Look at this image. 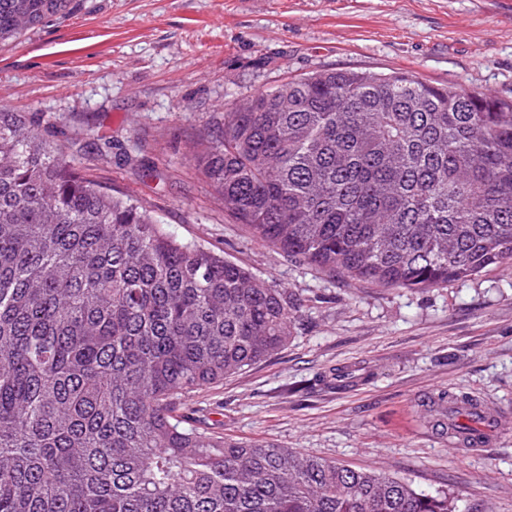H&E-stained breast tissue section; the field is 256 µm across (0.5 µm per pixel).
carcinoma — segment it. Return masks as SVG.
I'll use <instances>...</instances> for the list:
<instances>
[{
	"instance_id": "obj_1",
	"label": "carcinoma",
	"mask_w": 512,
	"mask_h": 512,
	"mask_svg": "<svg viewBox=\"0 0 512 512\" xmlns=\"http://www.w3.org/2000/svg\"><path fill=\"white\" fill-rule=\"evenodd\" d=\"M70 5L0 0V43ZM198 163L224 212L331 277L426 289L512 263L511 100L320 70L231 107ZM296 308L81 174L42 115L0 110V512H458L177 414L285 347ZM428 408L447 429L448 394Z\"/></svg>"
}]
</instances>
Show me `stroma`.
<instances>
[{
    "label": "stroma",
    "mask_w": 512,
    "mask_h": 512,
    "mask_svg": "<svg viewBox=\"0 0 512 512\" xmlns=\"http://www.w3.org/2000/svg\"><path fill=\"white\" fill-rule=\"evenodd\" d=\"M322 69L512 98V0H73L0 45V108L41 113L63 144L111 136L108 162L82 150L76 167L299 299L284 349L191 394L183 414L447 491L461 512H512V267L425 290L330 278L225 214L197 167L235 103ZM334 368L353 382L324 384ZM444 391L494 409L509 434L469 448L438 433L425 401Z\"/></svg>",
    "instance_id": "1"
}]
</instances>
